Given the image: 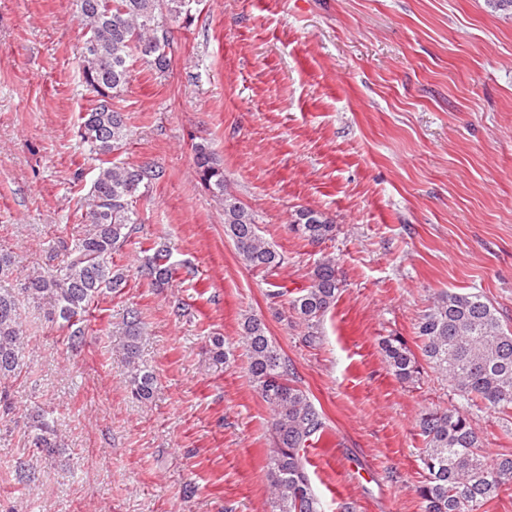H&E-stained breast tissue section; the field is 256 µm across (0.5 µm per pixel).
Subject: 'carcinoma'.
<instances>
[{
	"instance_id": "cac0c4a2",
	"label": "carcinoma",
	"mask_w": 512,
	"mask_h": 512,
	"mask_svg": "<svg viewBox=\"0 0 512 512\" xmlns=\"http://www.w3.org/2000/svg\"><path fill=\"white\" fill-rule=\"evenodd\" d=\"M190 0H75L76 13L86 30L81 77L92 104L80 114L79 137L92 154L112 155L126 145V118L113 100L129 86L133 62L142 61L164 73L169 69L167 48L172 30L162 18L185 24ZM200 184L224 206V235L244 264L256 271L281 267L284 256L260 234L250 209L228 192L224 165L205 143L193 145ZM148 166L104 162L98 169L81 215L85 230L75 245L64 242L56 262L24 275L21 293L48 304L47 318L67 331L70 347L85 341V314L104 289L115 291L125 282L112 268L119 251L137 229L134 200L157 179ZM290 229L300 237L322 243L336 225L325 214L308 208L295 211ZM141 275L162 288L175 273L168 250L155 249L141 266ZM18 273L15 257L0 249V279ZM336 262H319L309 286L290 301L306 325L305 341L318 339L321 318L336 303L341 290ZM421 355L451 386L472 402L500 413L512 411V329L504 327L497 310L477 293L438 294L416 323ZM122 351L131 395L147 401L155 377L139 365L144 328L134 311L123 317ZM242 339L248 374L271 412L273 446L266 457L272 512H322L312 490L301 451L320 438L324 422L309 396L295 384L294 369L254 315L244 317ZM24 329L14 292L0 288V382L21 373ZM382 351L393 374L402 382L421 375L416 354L400 336L382 340ZM210 360L217 368L228 361L224 340L212 342ZM32 447L51 453L64 447L61 435L40 409L28 417ZM419 428L426 448L420 461L426 478L417 487L422 512H483L501 489L512 482V454L487 460L482 441L469 418L456 410H428Z\"/></svg>"
}]
</instances>
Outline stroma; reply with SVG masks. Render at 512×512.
<instances>
[{
  "mask_svg": "<svg viewBox=\"0 0 512 512\" xmlns=\"http://www.w3.org/2000/svg\"><path fill=\"white\" fill-rule=\"evenodd\" d=\"M171 65L135 62L114 101L128 139L116 161L159 171L135 205L140 230L112 256L126 276L69 349L45 305L21 301L28 342L7 382L0 512H269L270 411L246 371L244 315L262 319L326 431L306 452L325 512H422L418 421L468 414L489 455L512 451V414L470 405L430 367L403 383L381 349L418 347L419 316L444 291L481 294L512 327V8L488 0H195L172 25ZM73 0H0V248L21 270L83 231L100 165L78 135L90 106ZM208 143L228 190L285 261L250 270L200 184ZM331 218L313 244L288 228L299 208ZM178 268L158 288L138 268L158 246ZM343 287L306 344L289 307L318 262ZM134 309L140 361L157 388L132 398L122 336ZM234 359L215 369L209 340ZM47 411L65 446L30 448L27 411ZM29 464L21 489L14 471Z\"/></svg>",
  "mask_w": 512,
  "mask_h": 512,
  "instance_id": "obj_1",
  "label": "stroma"
}]
</instances>
